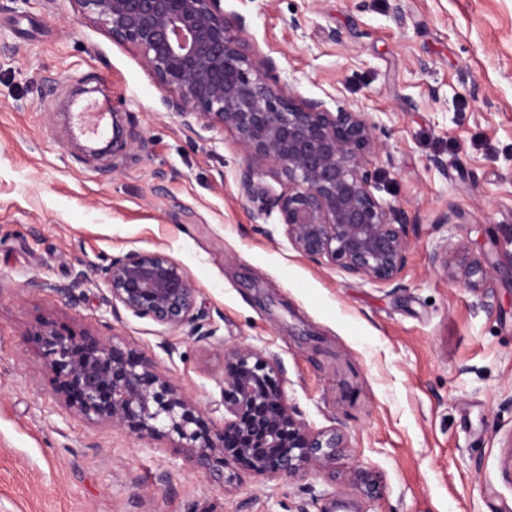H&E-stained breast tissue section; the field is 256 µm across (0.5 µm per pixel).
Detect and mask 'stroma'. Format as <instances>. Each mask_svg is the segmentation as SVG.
<instances>
[{
  "label": "stroma",
  "mask_w": 512,
  "mask_h": 512,
  "mask_svg": "<svg viewBox=\"0 0 512 512\" xmlns=\"http://www.w3.org/2000/svg\"><path fill=\"white\" fill-rule=\"evenodd\" d=\"M222 5L287 89L339 91L368 114L376 195L408 221L403 269L376 284L293 250L279 212L242 196L231 131L170 112L138 55L77 0H0V512H507L512 0ZM79 87L82 111L122 113L134 149L75 147L65 106ZM460 240L499 269L480 291L432 262ZM132 250L184 264L201 333L111 309L90 271ZM41 321L136 348L217 424L225 350H269L289 403L346 447L290 481L197 468L176 440L70 407L30 332Z\"/></svg>",
  "instance_id": "obj_1"
}]
</instances>
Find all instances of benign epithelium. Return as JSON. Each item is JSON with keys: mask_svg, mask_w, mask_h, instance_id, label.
Segmentation results:
<instances>
[{"mask_svg": "<svg viewBox=\"0 0 512 512\" xmlns=\"http://www.w3.org/2000/svg\"><path fill=\"white\" fill-rule=\"evenodd\" d=\"M112 39L133 47L167 92L165 105L234 133L248 159L243 196L281 216L288 243L373 283L388 284L410 248L408 224L375 195L379 155L366 113L342 97L330 111L279 83L275 59L242 46L246 20L228 16L222 0H76ZM112 114V150L127 149ZM265 171L283 186L272 196L255 176ZM436 265L463 287L477 290L494 273L490 261L469 256L467 243L443 245ZM113 309L123 308L170 328H196L205 313L186 267L163 252L130 251L97 268ZM61 372L60 390L88 419L127 429L143 439L167 436L208 466L217 457L239 461L269 480L326 469L345 447L335 428L314 430L296 417L281 382L276 355L252 345L224 352L216 378L224 421L214 425L169 379L154 373L134 348L109 338L78 340L49 323L35 329Z\"/></svg>", "mask_w": 512, "mask_h": 512, "instance_id": "benign-epithelium-1", "label": "benign epithelium"}]
</instances>
